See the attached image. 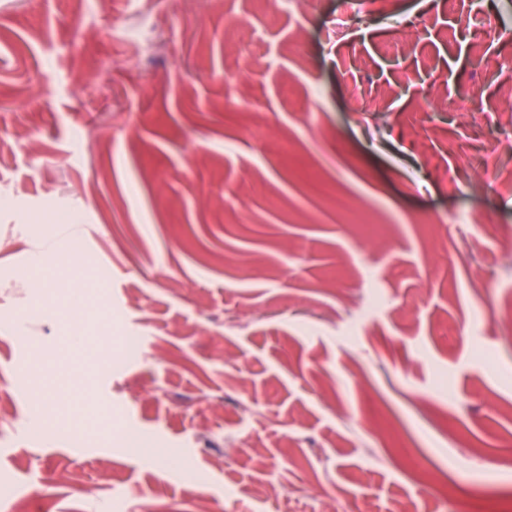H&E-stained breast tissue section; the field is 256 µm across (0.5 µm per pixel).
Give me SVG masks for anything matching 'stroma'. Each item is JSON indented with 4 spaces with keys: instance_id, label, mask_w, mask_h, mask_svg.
Returning a JSON list of instances; mask_svg holds the SVG:
<instances>
[{
    "instance_id": "obj_1",
    "label": "stroma",
    "mask_w": 512,
    "mask_h": 512,
    "mask_svg": "<svg viewBox=\"0 0 512 512\" xmlns=\"http://www.w3.org/2000/svg\"><path fill=\"white\" fill-rule=\"evenodd\" d=\"M347 2L0 0V512H512V0Z\"/></svg>"
}]
</instances>
